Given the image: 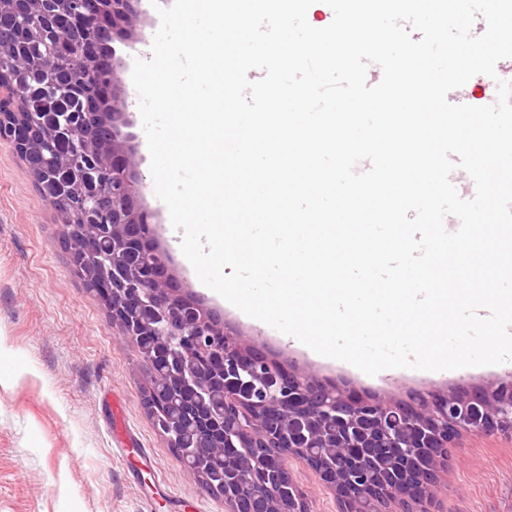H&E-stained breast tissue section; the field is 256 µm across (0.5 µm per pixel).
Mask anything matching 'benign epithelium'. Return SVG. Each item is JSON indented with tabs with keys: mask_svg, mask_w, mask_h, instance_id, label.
<instances>
[{
	"mask_svg": "<svg viewBox=\"0 0 512 512\" xmlns=\"http://www.w3.org/2000/svg\"><path fill=\"white\" fill-rule=\"evenodd\" d=\"M143 0H0L17 46H0V100L39 91L0 111V138L34 159L45 198L63 216L70 264L102 284L120 334L151 372L144 404L178 460L225 512H310L288 459L299 458L335 492L339 512H431L452 441L512 436V379L393 396L351 398L304 365L283 367L251 339L232 340L199 295L171 287L167 252L146 241L156 213L139 202L142 161L123 136L127 97L116 52L92 46L141 41ZM41 57L54 70L32 66ZM109 84L91 76L103 67ZM176 394V409L162 406Z\"/></svg>",
	"mask_w": 512,
	"mask_h": 512,
	"instance_id": "benign-epithelium-1",
	"label": "benign epithelium"
}]
</instances>
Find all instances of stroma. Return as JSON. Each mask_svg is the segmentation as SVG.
Segmentation results:
<instances>
[{"instance_id":"1","label":"stroma","mask_w":512,"mask_h":512,"mask_svg":"<svg viewBox=\"0 0 512 512\" xmlns=\"http://www.w3.org/2000/svg\"><path fill=\"white\" fill-rule=\"evenodd\" d=\"M128 119L143 158V200L157 214V240L172 256L180 286L205 294L169 233L167 207L156 199L133 95ZM205 296L230 329L261 350L297 359L359 392L403 397L462 377L491 382L512 374L510 364L446 373L388 369L371 377L311 356L276 329ZM149 376L135 345L71 271L58 215L29 162L0 140V512H224L223 500L180 465L157 432L143 403ZM288 467L312 512H337L315 471L298 459ZM432 509L512 512V439H457Z\"/></svg>"}]
</instances>
